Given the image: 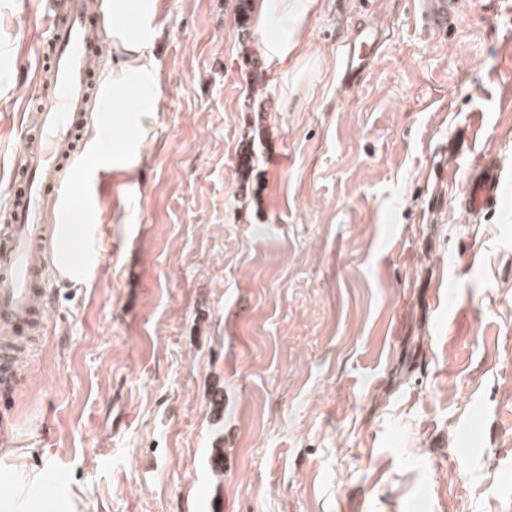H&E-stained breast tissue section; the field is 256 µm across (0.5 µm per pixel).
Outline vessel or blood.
<instances>
[{"instance_id": "1", "label": "vessel or blood", "mask_w": 512, "mask_h": 512, "mask_svg": "<svg viewBox=\"0 0 512 512\" xmlns=\"http://www.w3.org/2000/svg\"><path fill=\"white\" fill-rule=\"evenodd\" d=\"M48 60L23 132L8 203L0 208V367H16L40 345L48 322L47 284L53 274L48 243L57 222L51 208L61 172L79 150L95 88L96 55L108 37L97 0H54L45 16ZM384 44L380 28L355 26L339 54L338 80L351 89ZM504 191L498 158L484 156L460 176L457 206L478 219L496 210Z\"/></svg>"}]
</instances>
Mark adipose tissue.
I'll list each match as a JSON object with an SVG mask.
<instances>
[{"label":"adipose tissue","instance_id":"1","mask_svg":"<svg viewBox=\"0 0 512 512\" xmlns=\"http://www.w3.org/2000/svg\"><path fill=\"white\" fill-rule=\"evenodd\" d=\"M316 7L317 0H254L253 49L268 68H282L295 57ZM103 9L117 54L102 85L103 98L118 101L132 92L136 104L121 116V135L115 145L107 148L98 137H91L67 194L72 221L55 227L58 275L74 286L93 280L100 267L94 182L100 172L139 163L158 110L154 49L163 34L158 0H104ZM77 508L69 490L46 494L44 475L36 468L21 462L0 467V512H77Z\"/></svg>","mask_w":512,"mask_h":512}]
</instances>
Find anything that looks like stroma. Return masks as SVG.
Instances as JSON below:
<instances>
[{
  "label": "stroma",
  "instance_id": "35a3bbf8",
  "mask_svg": "<svg viewBox=\"0 0 512 512\" xmlns=\"http://www.w3.org/2000/svg\"><path fill=\"white\" fill-rule=\"evenodd\" d=\"M430 3L319 0L275 71L235 0H159L148 144L97 177L100 272L50 281L0 448L82 512H512V0ZM48 6L0 0V183ZM364 18L386 42L343 92ZM486 152L476 221L449 176ZM459 182L454 200L472 218L479 219L499 207L504 177L498 158L485 155L476 166L462 172Z\"/></svg>",
  "mask_w": 512,
  "mask_h": 512
}]
</instances>
